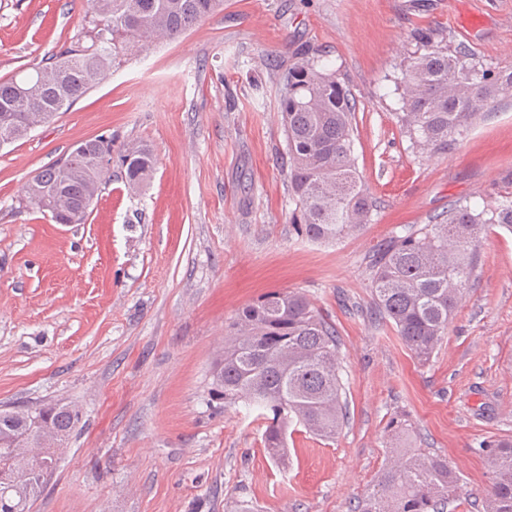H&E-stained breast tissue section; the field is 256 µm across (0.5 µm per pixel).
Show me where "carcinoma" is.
<instances>
[{
    "mask_svg": "<svg viewBox=\"0 0 512 512\" xmlns=\"http://www.w3.org/2000/svg\"><path fill=\"white\" fill-rule=\"evenodd\" d=\"M224 0H86L85 24L69 46L31 72L0 81V132L20 140L29 120L45 123L99 84L107 73L151 43L180 37ZM403 70L398 124L421 153L442 154L484 112L512 95V65L491 69L464 46L451 49L436 33L415 38ZM279 81L286 136L288 191L297 235L335 242L370 223L376 207L354 155L356 103L336 71L318 57L300 58ZM112 136L99 135L54 162L28 183V204L41 209L61 184L67 206L57 220L79 224L101 193L100 162L125 171L138 192L154 172L153 151L129 143L112 155ZM490 224L512 228V193L481 205L456 201L429 224L392 235L370 271L380 318L420 362L439 348L471 286L478 233ZM212 395L224 408L259 411L274 461L284 460L288 430L302 427L336 439L347 422L335 326L300 291H271L244 307L226 330L224 355L212 372ZM65 444L79 422L66 405L37 406ZM29 414L0 411V512H32L47 479L23 472L11 448L29 431ZM490 485L482 512H512V441L480 444ZM460 477L448 458L420 448H394L391 461L355 512H444Z\"/></svg>",
    "mask_w": 512,
    "mask_h": 512,
    "instance_id": "1",
    "label": "carcinoma"
}]
</instances>
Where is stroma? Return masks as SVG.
Listing matches in <instances>:
<instances>
[{
	"mask_svg": "<svg viewBox=\"0 0 512 512\" xmlns=\"http://www.w3.org/2000/svg\"><path fill=\"white\" fill-rule=\"evenodd\" d=\"M82 0H0V81L69 45ZM432 29L488 67L512 64V0H224L174 40L112 69L67 111L0 149V409L67 404L81 420L33 512H351L409 420L417 447L489 484L483 441L512 438V231L480 235L442 346L419 364L374 324L369 267L402 226L457 200L512 192V97L445 154L412 150L397 84ZM324 56L350 89L354 154L372 221L325 245L298 238L279 75ZM139 141L157 158L136 194L109 181L83 224L25 201L31 178L80 140ZM300 291L336 326L349 421L335 441L288 437L211 394L224 326L259 295Z\"/></svg>",
	"mask_w": 512,
	"mask_h": 512,
	"instance_id": "obj_1",
	"label": "stroma"
}]
</instances>
